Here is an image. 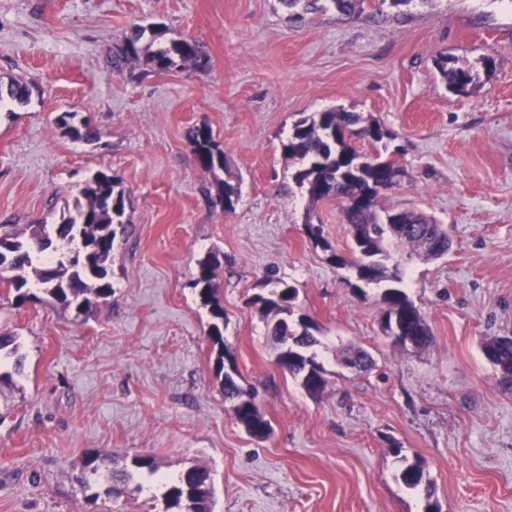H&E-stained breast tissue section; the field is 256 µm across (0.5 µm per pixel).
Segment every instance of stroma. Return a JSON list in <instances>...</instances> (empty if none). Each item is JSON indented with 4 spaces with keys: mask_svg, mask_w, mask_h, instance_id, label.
I'll list each match as a JSON object with an SVG mask.
<instances>
[{
    "mask_svg": "<svg viewBox=\"0 0 512 512\" xmlns=\"http://www.w3.org/2000/svg\"><path fill=\"white\" fill-rule=\"evenodd\" d=\"M154 23L160 42L195 40L207 69L113 73L133 26ZM487 56L473 94L449 92L440 59ZM11 79L32 96L0 108V224L59 222L99 171L119 181L128 224L108 264L112 295L92 312L0 294V330L24 356L22 373L0 380V512H165L156 476L107 493L110 471L137 455L170 477L208 466L214 512H424L430 501L512 512V391L481 348L512 337V0L373 2L301 19L279 0H0V83ZM328 109L390 132L403 174L383 207L449 231L444 257L396 256L426 348L393 343L381 287L355 288L331 262L352 227L336 203L310 205L281 150L295 121ZM64 112L95 140L64 133ZM202 125L240 188L233 211L191 150ZM308 217L326 246L308 237ZM207 258L237 381L271 426L263 439L224 400L193 285ZM277 279L314 325L319 393L275 364L254 299ZM350 347L374 368H345ZM415 462L424 476L411 489L400 472Z\"/></svg>",
    "mask_w": 512,
    "mask_h": 512,
    "instance_id": "obj_1",
    "label": "stroma"
}]
</instances>
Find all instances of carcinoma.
I'll use <instances>...</instances> for the list:
<instances>
[{"mask_svg":"<svg viewBox=\"0 0 512 512\" xmlns=\"http://www.w3.org/2000/svg\"><path fill=\"white\" fill-rule=\"evenodd\" d=\"M287 9H299L311 13L321 9L322 0H279ZM341 14L353 15L365 11L368 0H328ZM157 37L153 27L138 26L132 29L124 44L112 56V67L123 71V65L140 58L145 33ZM145 61L159 73L169 71V63L178 62V69L189 65L204 70L208 57L196 41L183 38L149 53ZM442 77L450 91L468 95L476 87L479 74L472 68L448 67V60L438 62ZM29 86L21 81L0 84V100L7 97L20 105L30 99ZM75 114L64 112L58 116L57 124L76 139L92 141L96 134L88 125L79 128L73 124ZM390 137V133L375 119L360 114L327 110L298 119L282 143V151L298 165L294 179L312 203L334 200L341 208L346 223L353 228L349 257L332 254L331 261L338 267L351 268L356 278L367 284L388 283L381 293L385 304L384 318L397 317L407 329L414 346L422 348L430 343V330L426 321L399 287L402 278L399 271L387 265L391 241L384 234L382 224H407L409 231L396 241L424 259L435 254L426 251V239L416 230L418 224H430L432 220L419 211H404L397 214L378 213L380 197L393 186V172L399 169L397 161L381 153L369 155L359 151L352 139L379 143ZM192 151L199 164L210 172L224 170V150L213 138L206 125L197 127L190 138ZM220 202L234 207L239 198L238 187L228 180H217ZM112 176L98 172L83 187L81 197L73 208L63 214L56 224H31L30 233L20 232L13 224H0V283L14 291L15 302L23 304L36 298L29 291L34 284L46 296L65 307L75 306L80 312H88L112 295V285L107 281V263L112 256V247L117 228H125L124 191L116 189ZM216 263L210 259L199 263L194 287L204 305L209 307L212 318L209 336L218 345L217 375L224 372L223 335L219 322L224 320V308L216 297ZM296 290L286 281L278 279L265 295L256 297L260 311L271 336L277 342L276 365L296 380H301L302 368L292 365L289 359L308 356L316 358L312 348L316 338L314 326L305 320V315L295 320L294 300ZM16 334L0 331V357L14 359V371L20 372L22 356ZM482 350L495 354L492 363L505 379L507 389H512V338L502 344V338H489L482 343ZM224 400L233 404L242 396H249L247 405L233 412L236 420L253 437L264 438L270 425L259 404L256 393L240 386L235 378L221 380ZM133 470H124L112 475L113 485L108 494L119 497L124 486L134 479V471L156 469L155 460L138 456L132 460ZM402 482L409 487L418 486L423 478L420 463L410 464L400 473ZM166 509L188 507L189 512H212L213 479L211 470L203 465L187 469L174 481L164 495Z\"/></svg>","mask_w":512,"mask_h":512,"instance_id":"obj_1","label":"carcinoma"}]
</instances>
